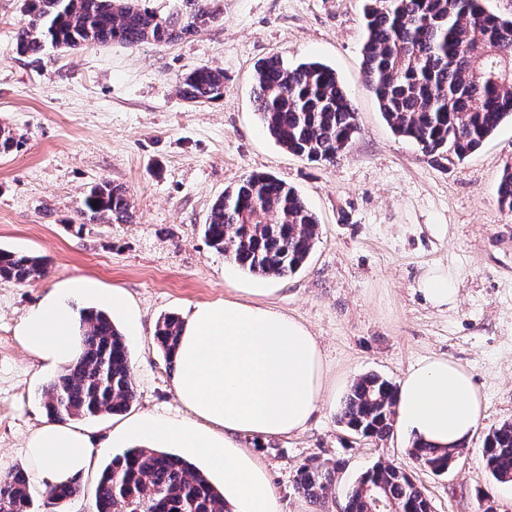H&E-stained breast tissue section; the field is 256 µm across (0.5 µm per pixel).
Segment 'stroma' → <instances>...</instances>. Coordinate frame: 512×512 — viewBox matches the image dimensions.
Here are the masks:
<instances>
[{
	"mask_svg": "<svg viewBox=\"0 0 512 512\" xmlns=\"http://www.w3.org/2000/svg\"><path fill=\"white\" fill-rule=\"evenodd\" d=\"M215 7L217 20L179 41L50 49L35 62L13 48L24 0H0V127L21 142L0 155V249L46 264L29 284L0 281V476L29 467L24 444L46 417L42 394L55 375L14 330L54 284L91 277L126 291L137 321L115 324L130 348L133 417L186 413L153 340L158 319L256 282L265 289L259 302L317 336L337 399L366 374L401 383L429 356L470 370L484 397L479 428L443 476L410 458L401 432L353 436L335 406H322L297 435L245 438L281 512H336L339 499L321 507L295 489L299 466L311 458L343 461L340 491L381 461L409 470L432 512H481L482 492L495 512H512V482H494L482 456L487 434L512 421V214L496 199L512 165V121L466 160L423 156L392 132L363 84L361 0H215ZM274 54L291 64L321 62L347 89L359 132L335 161L297 157L265 133L252 90L257 64ZM199 66L223 69L222 99L192 104L179 96V78ZM253 172L292 186L319 220L311 258L293 275L255 279L204 242L213 203ZM101 181L127 188L132 223L80 217L84 194ZM430 268L448 272L455 290L448 306H431L417 290ZM123 418L79 420L93 445L109 452L95 458L68 512H92L95 478L118 452L112 429Z\"/></svg>",
	"mask_w": 512,
	"mask_h": 512,
	"instance_id": "stroma-1",
	"label": "stroma"
}]
</instances>
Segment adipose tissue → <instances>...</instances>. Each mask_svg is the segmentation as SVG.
<instances>
[{
	"instance_id": "obj_1",
	"label": "adipose tissue",
	"mask_w": 512,
	"mask_h": 512,
	"mask_svg": "<svg viewBox=\"0 0 512 512\" xmlns=\"http://www.w3.org/2000/svg\"><path fill=\"white\" fill-rule=\"evenodd\" d=\"M89 308L125 313L126 294L88 277L71 279L38 300L15 336L45 369L69 366L82 353L80 312ZM174 364L187 416H140L116 432L113 443L185 449L222 475L229 512H280L266 469L241 440L299 433L332 399L314 334L278 308L236 294L192 308ZM396 414L409 438L455 447L477 431L483 402L469 370L435 356L411 366L397 390ZM26 448L35 464L30 479L44 489L83 475L96 453L86 434L51 419Z\"/></svg>"
}]
</instances>
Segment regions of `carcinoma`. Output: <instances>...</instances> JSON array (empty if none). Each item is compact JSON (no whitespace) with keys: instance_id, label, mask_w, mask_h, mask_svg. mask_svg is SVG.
<instances>
[{"instance_id":"obj_1","label":"carcinoma","mask_w":512,"mask_h":512,"mask_svg":"<svg viewBox=\"0 0 512 512\" xmlns=\"http://www.w3.org/2000/svg\"><path fill=\"white\" fill-rule=\"evenodd\" d=\"M201 25L217 18L213 0H194ZM27 19L15 37L16 52L36 60L46 47L79 49L89 44L171 43L199 27L159 17L141 0H27ZM366 40L362 78L375 95L392 131L414 141L423 155L459 160L477 151L503 121L512 120V73L502 59L512 55V17L490 11L485 0H364ZM182 97L207 103L224 96V72L202 66L179 79ZM255 111L269 136L311 162L334 161L358 131L356 112L333 69L319 62L295 66L271 56L256 70ZM501 210L512 213V167L496 188ZM82 216L127 224L134 218L128 191L109 181L89 188ZM203 235L208 247L244 272L265 278L296 273L319 235L315 214L296 190L281 180L252 173L211 207ZM45 274L41 258L0 249V280L28 284ZM182 319L168 314L155 325L154 341L173 356ZM83 352L50 385L45 408L60 420L127 411L135 398L129 346L110 316L91 312L82 319ZM397 388L366 374L353 381L339 421L353 433L383 440L396 423ZM408 454L437 475L456 454L414 441ZM486 468L499 483L512 482V422L485 438ZM339 461L311 460L296 474V490L318 503L335 494ZM381 491L383 506L431 512L429 499L410 475L391 464H375L346 491L348 512H367L368 487ZM80 493L79 481L47 491L57 512ZM28 473L17 468L0 477V512H32ZM94 512H225L224 493L182 456L155 448L118 453L100 469Z\"/></svg>"}]
</instances>
